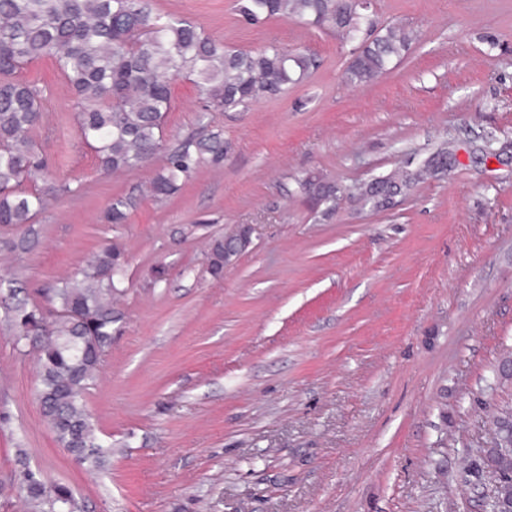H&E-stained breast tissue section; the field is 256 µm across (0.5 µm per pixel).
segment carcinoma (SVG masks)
<instances>
[{"label": "carcinoma", "instance_id": "carcinoma-1", "mask_svg": "<svg viewBox=\"0 0 512 512\" xmlns=\"http://www.w3.org/2000/svg\"><path fill=\"white\" fill-rule=\"evenodd\" d=\"M239 15L260 26L289 19L356 42L344 72L347 83L374 82L408 51L412 37L397 23L370 24L359 36L360 0H238ZM50 58L68 86L80 143L97 154L106 172L137 169L157 156L164 161L149 182V195L163 202L202 164H220L231 144L209 128L212 112L246 111L260 100L278 98L302 83L316 67L304 53L277 45L257 51L229 48L177 15L157 13L151 0H0V224H33L48 203L77 189L53 177L36 141L44 129L45 88L23 76L31 63ZM185 77L202 96L201 133L175 149L163 137L172 108L171 82ZM434 160L394 170L362 184L371 195L406 194L428 178ZM313 206L336 208L340 188L316 174L297 180ZM133 196L107 206V224H125ZM210 274H224V238L210 241ZM126 267L123 249L103 246L76 274L52 288L53 312L26 303L14 308L17 341L40 337L38 401L57 442L91 469L112 454L103 445L84 404L120 314L112 306ZM22 489L33 512H66L75 500L70 488L46 484L28 469L19 450Z\"/></svg>", "mask_w": 512, "mask_h": 512}]
</instances>
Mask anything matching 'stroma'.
I'll return each mask as SVG.
<instances>
[{
	"label": "stroma",
	"mask_w": 512,
	"mask_h": 512,
	"mask_svg": "<svg viewBox=\"0 0 512 512\" xmlns=\"http://www.w3.org/2000/svg\"><path fill=\"white\" fill-rule=\"evenodd\" d=\"M237 0H153L242 50L277 43L317 57L302 85L211 119L232 144L162 203L152 167L102 173L79 144L50 59L43 151L75 194L32 226L0 225V512H28L26 466L68 486L84 512H484L492 419L512 408V0H373L415 31L375 82L343 74L352 44L288 19L246 24ZM167 146L196 134L201 100L172 85ZM447 149L388 210L355 185ZM335 180V211L296 192ZM137 195L128 223L99 216ZM254 225L212 278L207 244ZM27 240V249L4 242ZM127 256L122 314L84 402L112 456L87 470L60 448L36 397L14 298L43 305L104 245Z\"/></svg>",
	"instance_id": "obj_1"
}]
</instances>
